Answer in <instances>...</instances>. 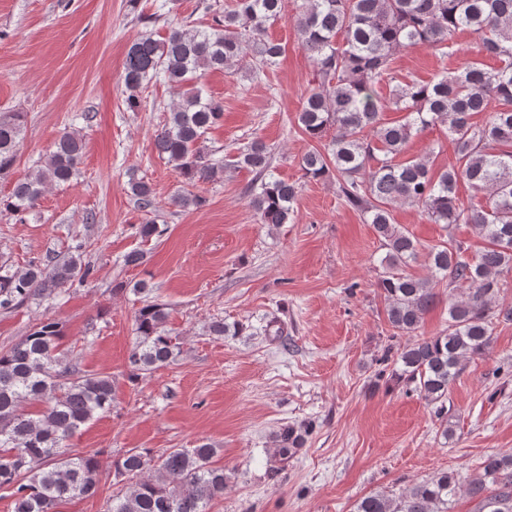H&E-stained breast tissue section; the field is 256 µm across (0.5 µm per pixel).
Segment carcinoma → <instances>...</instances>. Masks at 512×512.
I'll return each instance as SVG.
<instances>
[{
	"label": "carcinoma",
	"instance_id": "cac0c4a2",
	"mask_svg": "<svg viewBox=\"0 0 512 512\" xmlns=\"http://www.w3.org/2000/svg\"><path fill=\"white\" fill-rule=\"evenodd\" d=\"M284 17L285 0H232L211 25L171 20L165 36L150 32L129 46L124 61L129 107H136L139 94L153 81L182 90L155 145L188 185L224 173L203 146L206 133L223 120L224 104L208 96L197 79L246 59L256 75L276 67L284 46L266 31ZM293 23L315 69L298 123L310 140L328 139L327 151L314 148L302 157L301 169L306 177L319 179L334 166L339 196L373 225L386 249L380 287L391 327L403 334L418 329L434 304L433 282L468 284L448 300L446 330L395 352L389 348L383 357L393 360L395 375L436 404L437 415L443 416L448 388L462 362L483 353L496 322L512 320V308L499 309L494 302L501 277L512 273V0H301ZM459 31L472 36L465 49L453 42ZM419 45L441 54L476 51L494 57L496 65L475 58L433 82L394 85L393 103L405 116L385 123L377 86L393 81L397 51ZM491 100L497 109L490 119L473 122L471 116ZM436 126L447 131L458 165L437 171L425 159L398 160L412 132ZM23 132L24 113L0 116V173L14 165ZM83 150L78 133L63 132L44 165L0 198V213L25 212L48 185L70 182ZM270 159L268 146L254 140L231 166L256 173L251 206L258 223L276 226L292 219L298 187L274 176ZM460 182L482 194L485 205L461 202ZM130 192L139 209L156 211L148 182H131ZM396 203L415 205L429 222L448 229L469 224L485 246L471 260L450 237L429 253L430 278L410 276L405 267L417 259V243L393 223ZM92 274L79 254L63 261L49 257L23 271L6 270L0 274V309L17 308L33 296H53ZM168 317L155 301L139 308L129 379L178 357L180 346L166 328ZM61 339L60 323L47 318L0 350V488L11 489L14 512H56L61 501L92 497L98 490V454L70 457L66 442L112 408L115 381L110 375L81 373L67 362ZM27 401L45 408L25 413ZM215 453L204 441L194 448H174L156 460L148 451L127 452L114 469L134 486L113 499L108 512H207L209 502L226 488L224 469L212 466ZM463 489L475 502V512H512V453L486 456L481 471L467 480L447 470L397 497L369 494L353 512H451Z\"/></svg>",
	"mask_w": 512,
	"mask_h": 512
}]
</instances>
